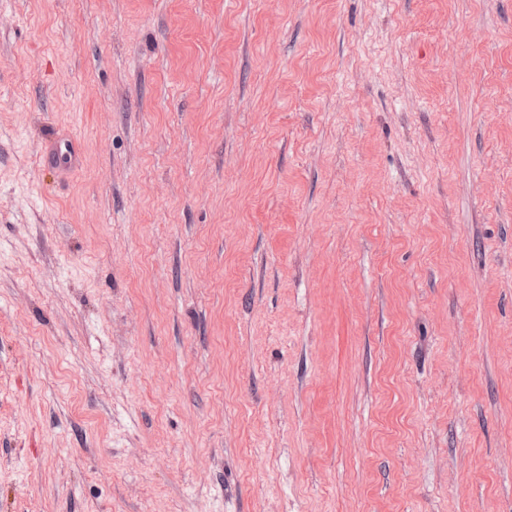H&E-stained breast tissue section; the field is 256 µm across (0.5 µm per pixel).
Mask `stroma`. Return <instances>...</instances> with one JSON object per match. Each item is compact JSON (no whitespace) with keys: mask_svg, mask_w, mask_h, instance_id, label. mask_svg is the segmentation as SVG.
<instances>
[{"mask_svg":"<svg viewBox=\"0 0 512 512\" xmlns=\"http://www.w3.org/2000/svg\"><path fill=\"white\" fill-rule=\"evenodd\" d=\"M0 512H512V0H0ZM75 146L71 141H49L42 154V161L68 169L74 164ZM63 160H66L64 162Z\"/></svg>","mask_w":512,"mask_h":512,"instance_id":"35a3bbf8","label":"stroma"}]
</instances>
